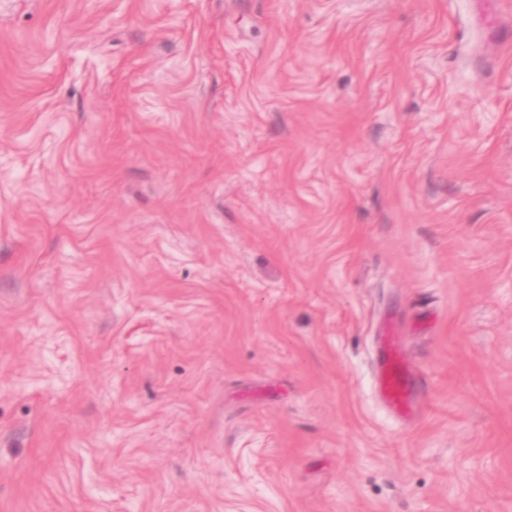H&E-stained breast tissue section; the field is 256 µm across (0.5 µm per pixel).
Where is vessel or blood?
Wrapping results in <instances>:
<instances>
[{"mask_svg":"<svg viewBox=\"0 0 512 512\" xmlns=\"http://www.w3.org/2000/svg\"><path fill=\"white\" fill-rule=\"evenodd\" d=\"M375 384L386 407L408 420L415 412V372L392 334L381 338Z\"/></svg>","mask_w":512,"mask_h":512,"instance_id":"1","label":"vessel or blood"}]
</instances>
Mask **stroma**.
I'll use <instances>...</instances> for the list:
<instances>
[{"mask_svg": "<svg viewBox=\"0 0 512 512\" xmlns=\"http://www.w3.org/2000/svg\"><path fill=\"white\" fill-rule=\"evenodd\" d=\"M473 3L0 0V512H512ZM375 384L384 404L393 414L404 420L412 418L415 412V371L389 328L381 337Z\"/></svg>", "mask_w": 512, "mask_h": 512, "instance_id": "1", "label": "stroma"}]
</instances>
